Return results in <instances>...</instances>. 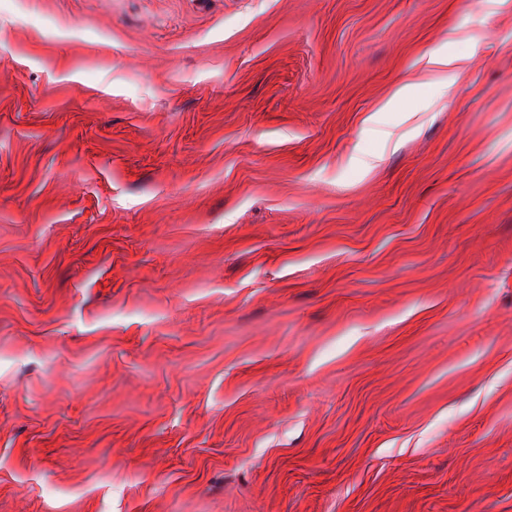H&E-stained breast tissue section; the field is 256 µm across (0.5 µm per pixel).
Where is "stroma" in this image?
<instances>
[{
	"label": "stroma",
	"mask_w": 512,
	"mask_h": 512,
	"mask_svg": "<svg viewBox=\"0 0 512 512\" xmlns=\"http://www.w3.org/2000/svg\"><path fill=\"white\" fill-rule=\"evenodd\" d=\"M0 512H512V0H0Z\"/></svg>",
	"instance_id": "stroma-1"
}]
</instances>
